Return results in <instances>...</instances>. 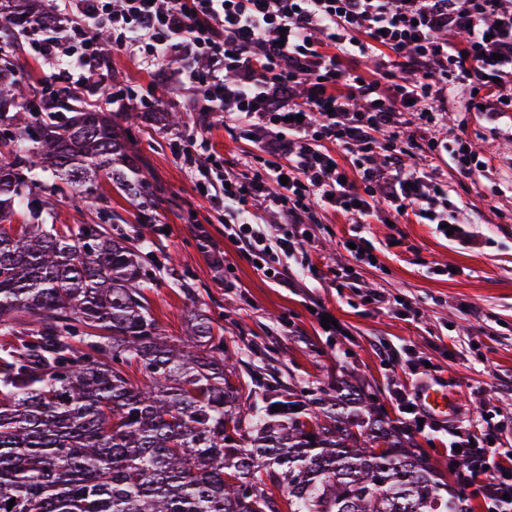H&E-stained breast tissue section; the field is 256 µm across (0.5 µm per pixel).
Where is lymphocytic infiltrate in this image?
<instances>
[{
    "label": "lymphocytic infiltrate",
    "mask_w": 512,
    "mask_h": 512,
    "mask_svg": "<svg viewBox=\"0 0 512 512\" xmlns=\"http://www.w3.org/2000/svg\"><path fill=\"white\" fill-rule=\"evenodd\" d=\"M455 30L466 43L449 40ZM106 41L141 69L166 72L195 111L263 132L254 172H227L204 139L177 140L173 153L223 210L225 237L281 285L282 258L307 255L314 208L364 221L384 205L398 221L447 224V188L401 156L446 155L466 176L479 163L465 141L422 143L408 125L438 126L458 86L512 106L506 0H78L56 35L31 42L53 67L45 91L78 92ZM356 58L372 60L371 72L353 67ZM174 59L179 67L167 69ZM272 208L292 223L264 228ZM454 443L470 473L490 475L485 496L512 512V454L492 456L464 432Z\"/></svg>",
    "instance_id": "1"
}]
</instances>
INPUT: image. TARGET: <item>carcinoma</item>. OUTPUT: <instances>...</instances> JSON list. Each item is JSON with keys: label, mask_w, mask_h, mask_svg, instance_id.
I'll return each mask as SVG.
<instances>
[{"label": "carcinoma", "mask_w": 512, "mask_h": 512, "mask_svg": "<svg viewBox=\"0 0 512 512\" xmlns=\"http://www.w3.org/2000/svg\"><path fill=\"white\" fill-rule=\"evenodd\" d=\"M55 8L0 0V512H474L354 374L252 396L199 300L183 335L161 329L146 242L58 223L44 192L87 198L106 178L138 199L144 180L126 148L140 113L121 128L25 75L23 40L54 31Z\"/></svg>", "instance_id": "1"}]
</instances>
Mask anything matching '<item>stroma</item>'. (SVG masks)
<instances>
[{
    "mask_svg": "<svg viewBox=\"0 0 512 512\" xmlns=\"http://www.w3.org/2000/svg\"><path fill=\"white\" fill-rule=\"evenodd\" d=\"M104 59L107 74L79 92L87 103L99 106L106 84L131 85L149 90L163 111L182 115L171 129L146 120L129 143L159 202L142 207L103 180L90 198L63 194L54 203L62 223L95 224L108 213L112 235L148 239L144 294L166 334H182L191 293L222 328L240 381L258 396L311 392L335 384L341 371L356 372L380 410L453 482L464 471L460 459L449 455L456 427L492 426L496 448L512 449V111L466 109L468 90L462 87L448 103L440 131L466 141L484 162L479 176L461 175L443 160L434 171L448 186L449 221L469 224L478 245L445 239L427 224L389 223L382 211L371 217L366 233L376 264L358 267L341 287L332 271L347 262L343 242L352 226L343 215L319 208L310 226L308 269L293 272L294 286L284 288L257 273L225 238L223 214L198 193L196 174L171 151L174 138L202 136L223 155L226 168L241 172L254 149L244 128L231 121L203 125L189 97L172 95L161 77L137 69L125 53L111 49ZM214 246L224 253L225 274L211 266ZM375 291L389 296L390 304H371ZM403 301L413 314H401ZM325 313L337 321L336 333H325ZM408 345L428 362L426 373L395 364ZM428 381L447 386L457 405L439 426L420 428L400 412L391 391L399 384L414 398Z\"/></svg>",
    "mask_w": 512,
    "mask_h": 512,
    "instance_id": "1",
    "label": "stroma"
}]
</instances>
